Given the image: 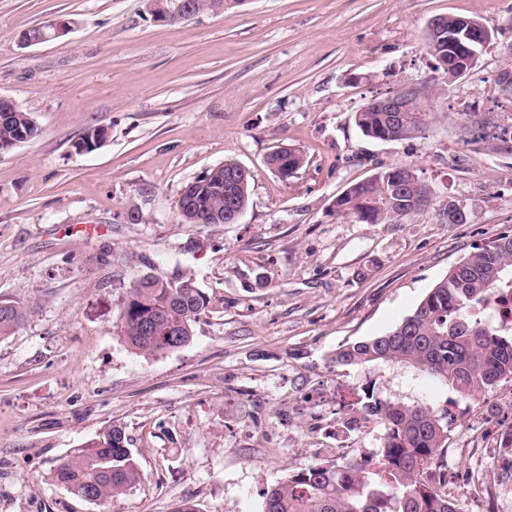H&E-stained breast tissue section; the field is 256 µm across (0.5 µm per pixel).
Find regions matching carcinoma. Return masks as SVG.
I'll return each mask as SVG.
<instances>
[{"instance_id": "obj_1", "label": "carcinoma", "mask_w": 512, "mask_h": 512, "mask_svg": "<svg viewBox=\"0 0 512 512\" xmlns=\"http://www.w3.org/2000/svg\"><path fill=\"white\" fill-rule=\"evenodd\" d=\"M440 38L429 43L431 56H448V31L456 16H442ZM424 112H376L354 115L363 135L388 141L419 137L425 128ZM488 118L475 119L462 129L467 146L488 142ZM30 113L15 105L0 112V147L14 149L40 136ZM103 126L87 129L78 145L94 150L106 140ZM293 171L303 154L290 148L271 157ZM250 175L239 164L226 161L181 191L176 209L184 224L230 222L234 211L247 209ZM429 188L406 166H389L357 182L336 199V214L366 224L398 222L425 206ZM142 277L131 285L120 315L127 343L146 354L170 351L176 342L192 339V323L207 308L204 294L191 280ZM512 293V234L480 247L431 288L413 313L388 332L341 345L332 362L338 366L401 362L469 397L512 378V327L496 325L489 315L493 300ZM29 310L15 302L0 307V338L15 333ZM153 323L151 335L143 324ZM363 421L383 425L377 454L379 466L367 460L343 464L319 461L288 474L265 493L264 512H457L448 498L445 468L448 451L444 414L425 404H408L366 395ZM51 480L79 499L91 494L102 503L120 495L141 479V471L127 439L110 426L88 445L60 458Z\"/></svg>"}]
</instances>
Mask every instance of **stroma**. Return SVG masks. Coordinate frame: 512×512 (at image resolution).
<instances>
[{"mask_svg": "<svg viewBox=\"0 0 512 512\" xmlns=\"http://www.w3.org/2000/svg\"><path fill=\"white\" fill-rule=\"evenodd\" d=\"M151 0H0V97L40 137L0 154V300L29 310L0 339V512H264L265 491L323 459H373L384 428L366 393L448 412V495L460 512H512L493 453L512 425V378L462 397L402 363L338 366L343 344L409 316L474 248L512 233V153L464 145L467 113L512 125V0H238L179 23ZM493 34L477 66L441 82L437 15ZM66 20L31 47L29 28ZM435 82L423 134L362 135L372 95ZM102 125L105 143L76 150ZM304 165L281 179L277 146ZM248 169L235 224L182 223L175 202L209 168ZM415 170L428 206L392 224L337 215L381 168ZM467 221L448 223V200ZM145 274L192 279L208 306L189 344L131 348L120 314ZM121 426L142 473L91 504L54 484L59 457ZM49 30H43L42 27H32L29 30H27L29 33L32 34H39L42 31V37L41 39L32 38L31 35H29L28 32H25L22 36L19 38L20 45L24 47H30L37 44H40L42 41L47 40H53L61 37L65 34L67 31V26L65 23H58V22H50L47 24Z\"/></svg>", "mask_w": 512, "mask_h": 512, "instance_id": "stroma-1", "label": "stroma"}]
</instances>
